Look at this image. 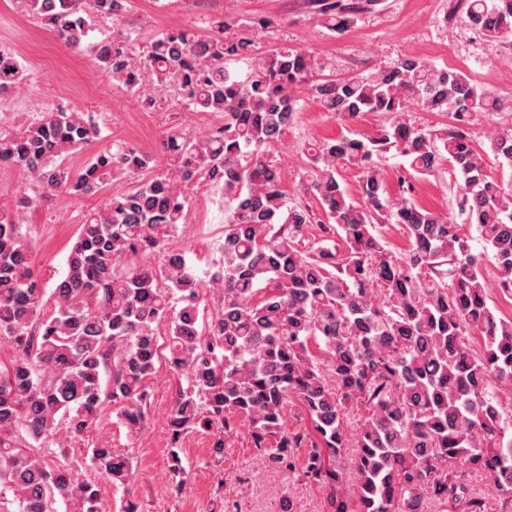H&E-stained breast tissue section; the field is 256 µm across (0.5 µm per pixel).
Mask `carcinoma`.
<instances>
[{"label": "carcinoma", "mask_w": 512, "mask_h": 512, "mask_svg": "<svg viewBox=\"0 0 512 512\" xmlns=\"http://www.w3.org/2000/svg\"><path fill=\"white\" fill-rule=\"evenodd\" d=\"M315 2L322 25L342 34L378 0ZM127 3L27 0L42 25L74 49L97 20L122 19ZM465 23L485 39L512 38V0H468ZM92 53L144 105L155 104L146 77L173 79L183 109L220 113L224 124L204 136L169 135L172 163L157 174L150 155L126 144L99 153L78 174L64 167L66 156L100 135L81 112L51 109L0 134V165L22 169L41 188L0 209V339L15 350L11 366L0 369V512H53L57 501L69 512H106L72 462L48 464L37 447L55 440L64 449L61 437L83 435L108 404L140 435L161 328L168 368L186 380L168 416L173 442L208 432L220 462L224 435L239 418L270 464L329 489V512H423L430 500L455 512H485L467 483L470 471L488 475L512 505V418L487 392L494 379L512 383V320L489 304L485 274L490 261L498 287L512 291V189L468 134L473 117L512 110V99L415 56L365 77L315 81L323 69L316 58L288 47L258 54L254 27L229 16L211 19L205 35L165 32L146 43L114 30ZM237 59L250 64L242 77L224 67ZM25 79L22 64L0 52V99ZM303 85L344 122L366 112L390 115L371 134L348 128L312 147L306 190L326 219L315 243L313 212L287 202L273 153L300 110L295 91ZM413 107L450 114L455 123L438 138L410 124ZM489 149L499 166L512 168V127L493 130ZM390 152L402 159L396 197L379 166ZM445 161L458 180L457 210L483 241L481 254L461 225L413 200V181ZM347 167L362 173L360 204L341 179ZM125 172L147 179L85 215L67 274L46 294L19 217L49 197L94 196ZM200 182L219 184L224 194L223 257L212 277L222 304L205 322L202 284L184 252L166 244ZM382 217L401 225L405 252L388 249L376 230ZM144 253L159 264L128 265ZM48 302L52 314L44 318ZM473 332L483 343L478 355L465 342ZM292 398L311 430L287 428ZM351 446L352 497L343 491ZM89 462L113 486L129 485L131 465L110 445H95ZM168 472L182 488L187 468L177 448Z\"/></svg>", "instance_id": "carcinoma-1"}]
</instances>
